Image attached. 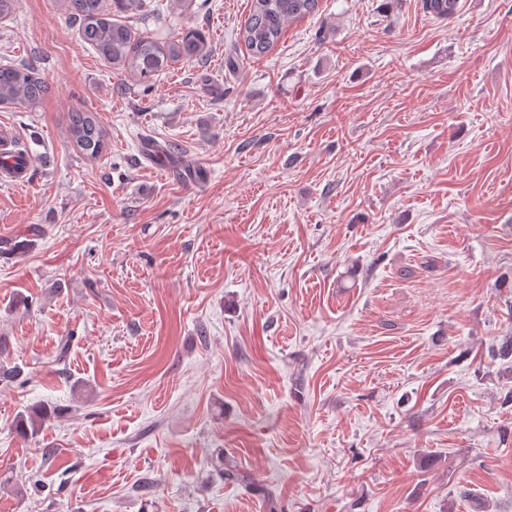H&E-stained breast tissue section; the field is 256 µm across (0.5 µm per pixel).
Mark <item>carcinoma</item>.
I'll use <instances>...</instances> for the list:
<instances>
[{
	"instance_id": "1",
	"label": "carcinoma",
	"mask_w": 512,
	"mask_h": 512,
	"mask_svg": "<svg viewBox=\"0 0 512 512\" xmlns=\"http://www.w3.org/2000/svg\"><path fill=\"white\" fill-rule=\"evenodd\" d=\"M68 17L79 25L83 42L112 65L147 83L180 59L203 61L204 34L195 27L184 29L178 39L159 42L151 37L136 36L125 23L114 22L106 13L104 0H64ZM425 14L436 19L454 16L459 0H421ZM319 0H250V9L240 39L248 57L258 59L279 42L287 24L318 11ZM50 92V84L31 64L0 65V106L33 105ZM71 142L80 151L97 158L106 150L105 134L94 112L83 110L70 114L67 127ZM59 417L48 404L26 407L15 417L13 429L27 441H40L46 425ZM224 479L248 484L250 477L224 457L214 463Z\"/></svg>"
}]
</instances>
